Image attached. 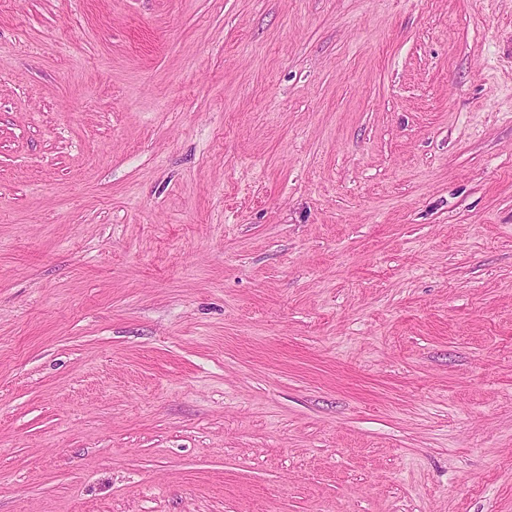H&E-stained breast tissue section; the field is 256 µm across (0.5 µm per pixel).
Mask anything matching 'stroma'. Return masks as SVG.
<instances>
[{"label":"stroma","instance_id":"obj_1","mask_svg":"<svg viewBox=\"0 0 512 512\" xmlns=\"http://www.w3.org/2000/svg\"><path fill=\"white\" fill-rule=\"evenodd\" d=\"M0 512H512V0H0Z\"/></svg>","mask_w":512,"mask_h":512}]
</instances>
